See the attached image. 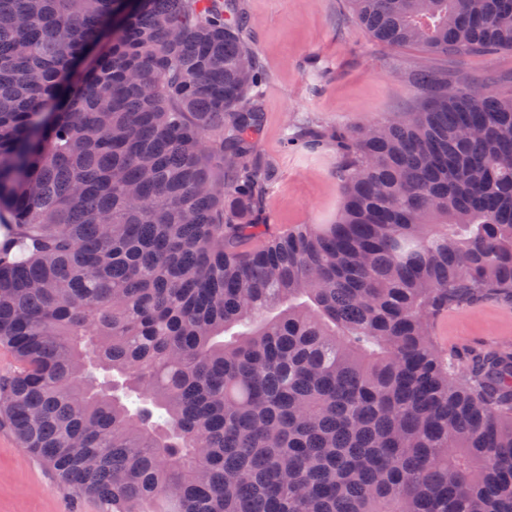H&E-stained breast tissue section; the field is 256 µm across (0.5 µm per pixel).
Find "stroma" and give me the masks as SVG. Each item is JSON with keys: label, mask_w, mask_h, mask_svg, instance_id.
<instances>
[{"label": "stroma", "mask_w": 512, "mask_h": 512, "mask_svg": "<svg viewBox=\"0 0 512 512\" xmlns=\"http://www.w3.org/2000/svg\"><path fill=\"white\" fill-rule=\"evenodd\" d=\"M239 2L249 22L245 37L265 75L258 89L264 123L255 150L275 169L264 200L269 234L296 224L331 223L342 200L335 149H284L287 124L339 122L356 128L414 108L422 92L411 75L422 66L434 68L453 86L469 83L512 93V52L459 57L394 49L371 37L347 0ZM437 333L460 354L490 340L512 342V305L486 300L448 313ZM0 512H103V506L61 486L1 424Z\"/></svg>", "instance_id": "35a3bbf8"}]
</instances>
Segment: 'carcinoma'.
Returning a JSON list of instances; mask_svg holds the SVG:
<instances>
[{
  "instance_id": "carcinoma-1",
  "label": "carcinoma",
  "mask_w": 512,
  "mask_h": 512,
  "mask_svg": "<svg viewBox=\"0 0 512 512\" xmlns=\"http://www.w3.org/2000/svg\"><path fill=\"white\" fill-rule=\"evenodd\" d=\"M373 38L512 51V0H349ZM237 0H0V420L106 512H512V97L284 146L339 155L332 224L263 233L274 169ZM438 336H448L447 349L463 355L490 341L512 342V305L485 300L471 308L448 313L438 324Z\"/></svg>"
}]
</instances>
